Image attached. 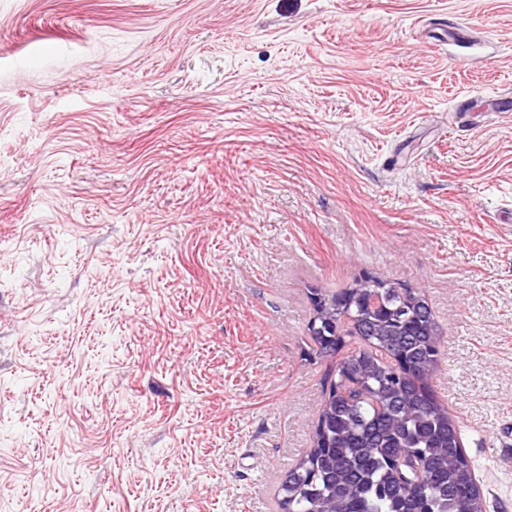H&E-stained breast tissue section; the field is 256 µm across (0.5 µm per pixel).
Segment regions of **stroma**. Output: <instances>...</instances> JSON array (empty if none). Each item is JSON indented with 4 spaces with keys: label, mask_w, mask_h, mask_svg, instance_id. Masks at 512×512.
Returning a JSON list of instances; mask_svg holds the SVG:
<instances>
[{
    "label": "stroma",
    "mask_w": 512,
    "mask_h": 512,
    "mask_svg": "<svg viewBox=\"0 0 512 512\" xmlns=\"http://www.w3.org/2000/svg\"><path fill=\"white\" fill-rule=\"evenodd\" d=\"M365 273L512 512V0H0V512H279ZM314 318H316L315 322L317 327L325 326V324L322 323V317L315 312L314 317L310 319L307 327V330L309 331V336L312 342L317 347L318 354L321 355L322 357H336L342 350L339 346L340 338L338 336H333V333L327 330V328L325 330L326 336L311 335V333L314 332L312 328L316 330L315 324H313L312 327Z\"/></svg>",
    "instance_id": "obj_1"
}]
</instances>
